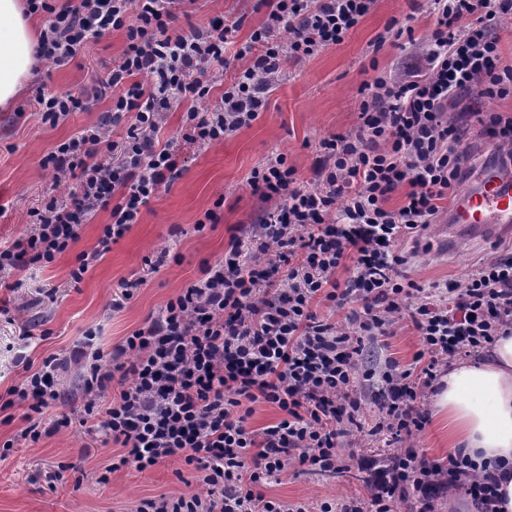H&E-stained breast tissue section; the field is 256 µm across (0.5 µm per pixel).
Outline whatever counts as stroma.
Returning <instances> with one entry per match:
<instances>
[{
    "label": "stroma",
    "instance_id": "35a3bbf8",
    "mask_svg": "<svg viewBox=\"0 0 512 512\" xmlns=\"http://www.w3.org/2000/svg\"><path fill=\"white\" fill-rule=\"evenodd\" d=\"M430 0H377L374 9L337 46L320 51L310 60L286 63L260 117L249 128L224 141L196 146L181 139L185 105L167 112L158 133L160 142H173L180 155L182 172L161 189L143 209L138 224L117 242L88 271L78 286H71L68 272L81 251L93 249L108 212H99L81 228L72 251L53 265L21 272L22 288L0 289V395L17 383L23 373L19 355L33 364L55 354L66 356L84 332L100 328L97 345L111 351L125 336L145 327L166 302L200 275L203 263L223 257L233 235L249 223L260 201L248 185L252 169L272 153L286 154L289 165L300 177L312 179L319 157V142L328 135L355 129L359 90L368 80L367 67L376 63L378 72L397 73L408 47L394 41L377 45L389 23L412 27L418 38L429 36L432 18ZM176 28L202 26L221 16L238 21L235 45L245 44L265 17L256 0H185ZM126 47L123 32L115 31L91 44L68 67L54 69L37 62L32 76L18 96L15 110H0V247H10L29 230V213L53 197L67 198L77 189L75 182L54 184L41 161L53 146L97 123L108 109V98L93 102L89 110L76 112L57 127L40 121L34 97L38 90L84 91L93 81L103 80ZM222 208H215L216 200ZM451 201H442L436 224L403 243L414 253L409 274L422 285L432 286L448 278L465 279L483 261L498 258L512 249V241H466L448 251L439 243V225L446 222ZM216 209L217 223L196 230L195 225L209 209ZM173 248L180 261L166 263L148 272L147 256L162 247ZM145 278L126 307L111 312L109 304L122 280ZM30 342H22L24 332ZM420 348L413 326L402 323L396 336L367 343L364 368H380L385 358L400 365L410 364ZM23 406L11 408V421L0 420V442L14 446L0 459V512H133L141 499L199 491L193 467L174 458L139 472L122 469L108 482L97 476L108 464L118 445L102 443L88 428L73 425L38 442L21 439ZM386 443L358 432L349 437L340 454L343 467L337 472H320L290 464L278 482L263 493L288 504H315L325 499L339 501L367 495L368 481L380 461ZM70 464L63 480H55L59 464Z\"/></svg>",
    "mask_w": 512,
    "mask_h": 512
}]
</instances>
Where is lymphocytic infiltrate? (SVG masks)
<instances>
[{
    "label": "lymphocytic infiltrate",
    "instance_id": "f902f5d3",
    "mask_svg": "<svg viewBox=\"0 0 512 512\" xmlns=\"http://www.w3.org/2000/svg\"><path fill=\"white\" fill-rule=\"evenodd\" d=\"M183 2L26 0V15L44 18L38 59L67 66L89 40L113 31L124 32L126 49L102 90L36 97L42 123L55 127L87 110L103 89L112 92L99 122L44 157L54 181L75 180L79 191L30 212L27 235L0 249L1 273L52 265L88 217L109 211L97 247L79 253L69 271L71 284H80L180 176L173 144L158 139L173 105L189 104L182 119L189 144L252 126L284 62L342 44L375 0H261L263 23L231 57L226 47L236 27L223 17L174 30ZM431 13L426 48L399 74L362 84L356 131L321 139L311 180L301 179L285 154L269 157L248 180L265 207L231 237L223 258L204 263L199 278L111 352L96 347V331L86 332L71 354L83 379L80 409L43 421L62 397L63 362L54 355L10 387L0 408L24 406L22 439L35 443L75 422L91 425L121 447L100 475L104 482L118 470L143 472L174 457L197 471L201 491L144 498L134 512H395L406 500L433 512L443 488L464 492L476 512H495L496 480L469 457L458 452L441 464L404 442L429 422L417 401L434 391L440 368L512 334V255L482 263L466 280L428 288L406 274L409 257L400 244L434 223L440 201L465 175L463 136L445 112L468 93L480 101L512 95V67L499 65L497 33L512 0H431ZM232 58L241 66L226 83ZM219 82L220 104L199 111ZM120 123L124 134L112 138ZM401 188L403 203L390 207ZM323 303L346 309L344 322L319 315ZM405 318L421 345L412 367L389 360L381 370H362L366 341L395 335ZM373 391L381 415L370 433L398 448L368 497L311 508L258 492L293 462L338 470L343 440L361 429L362 403ZM257 402L277 407L282 419L252 429Z\"/></svg>",
    "mask_w": 512,
    "mask_h": 512
}]
</instances>
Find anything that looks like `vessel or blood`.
<instances>
[{
	"mask_svg": "<svg viewBox=\"0 0 512 512\" xmlns=\"http://www.w3.org/2000/svg\"><path fill=\"white\" fill-rule=\"evenodd\" d=\"M512 239V169L490 166L459 196L442 235L443 247H457L461 236Z\"/></svg>",
	"mask_w": 512,
	"mask_h": 512,
	"instance_id": "1",
	"label": "vessel or blood"
}]
</instances>
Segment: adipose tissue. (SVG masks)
Returning <instances> with one entry per match:
<instances>
[{
    "label": "adipose tissue",
    "mask_w": 512,
    "mask_h": 512,
    "mask_svg": "<svg viewBox=\"0 0 512 512\" xmlns=\"http://www.w3.org/2000/svg\"><path fill=\"white\" fill-rule=\"evenodd\" d=\"M37 35L20 0H0V108L13 104L36 62ZM435 407L448 446L499 480L500 512H512V335L497 337L478 363H458Z\"/></svg>",
    "instance_id": "1"
}]
</instances>
